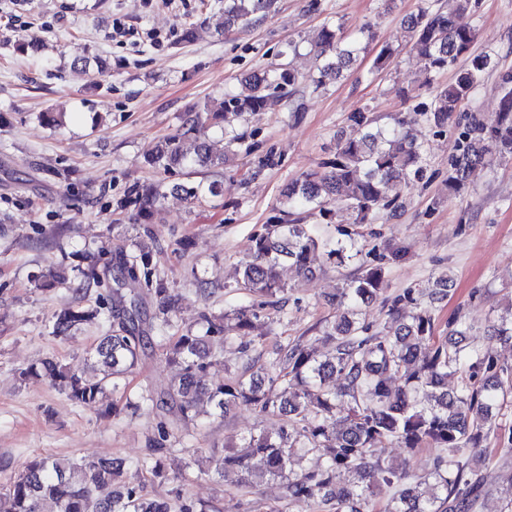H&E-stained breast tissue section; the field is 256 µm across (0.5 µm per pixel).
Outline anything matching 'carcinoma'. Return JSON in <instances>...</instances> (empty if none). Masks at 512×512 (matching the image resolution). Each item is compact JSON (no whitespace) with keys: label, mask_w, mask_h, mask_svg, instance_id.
I'll return each mask as SVG.
<instances>
[{"label":"carcinoma","mask_w":512,"mask_h":512,"mask_svg":"<svg viewBox=\"0 0 512 512\" xmlns=\"http://www.w3.org/2000/svg\"><path fill=\"white\" fill-rule=\"evenodd\" d=\"M276 0H224L225 28L249 22L270 12ZM478 0H448V8L428 5L406 20L412 50L426 81L456 67L453 82L438 86L425 109L436 127L451 122L494 67L488 54H473L475 31L456 24V17L476 11ZM310 51L323 60L310 82L319 89L339 81L355 63L356 47L338 36V28L326 20L310 42ZM394 50L383 46L375 56L372 71L389 69ZM303 80L291 65L263 69L242 79L248 92L224 99L216 110L203 108L184 132L158 145L150 157L163 171L191 165H221L225 158L211 155L202 139L210 120L229 130L245 113L271 112L280 98ZM503 94L497 119L488 125L476 115L467 117L455 151L448 157V192L456 194L469 184L475 169L512 160V75L502 77ZM193 136V151L184 138ZM423 174L422 146L405 121L391 128L376 125L365 110L351 116L349 132L336 144L334 158L292 180L282 191L289 210L272 217L263 233L253 240L250 254L241 262V287L253 300L271 298L284 291L279 268L288 262L298 273L314 275L316 257L340 264L361 260L362 250L351 238L324 239L293 218L294 210L312 206L328 221L347 214L352 223L363 224L380 208L391 205L389 194ZM114 287L97 297L96 306L68 305L55 314L53 334L59 338L85 323L107 326L88 352L99 369L91 376L70 366L44 358L19 373L24 380L38 376L58 386L79 405H93L104 395L116 394L122 381L136 366L145 346L140 329L143 295L156 298L153 319L163 335L154 347L177 375L163 396L175 401L181 417L196 421L210 415L207 403L224 413L249 405L283 420L274 434L251 432L239 448L213 456L200 464L195 457L184 469L196 477L234 473L242 486L271 478L284 482L285 499L293 505L311 502L320 512H365L372 485L385 488L389 499L385 512H474L479 494L474 465L480 461L475 449L487 436L485 428L512 391V364L488 351L466 349L463 338L473 325L459 315L448 318V342L435 340V315L420 308L411 316L399 307L415 305L414 291L395 297L388 309L390 321L377 332L356 321L358 309L376 301L385 290V267L361 264L359 276L336 294V340L332 358L321 360L314 349L293 344L281 350L267 365L231 381L215 382L209 369L216 354L234 336L253 328L258 318L255 305L224 311L220 319L202 315V329L188 328L167 336L174 327L176 300L157 278L153 255L142 244L123 255L115 267L106 269ZM66 280L65 273L50 269L38 286L52 291ZM493 334L512 341V303L492 325ZM458 375L455 391H448V375ZM335 376L343 386L329 385ZM157 392L143 390L122 407L108 406L104 414L130 418L148 414L157 406ZM498 449L503 458L512 456V425H498ZM397 442L411 450H438L429 478L409 482L406 476L385 464L387 445ZM173 449L158 446L141 461L153 476L169 479L166 457ZM317 454L322 466L314 471L292 469L301 455ZM348 472L353 481L338 484V475ZM50 501L57 512H218V507L197 502L175 488L167 497L151 496L127 480L123 462L112 458L76 459L60 462L35 454L0 488L6 512H41Z\"/></svg>","instance_id":"carcinoma-1"}]
</instances>
